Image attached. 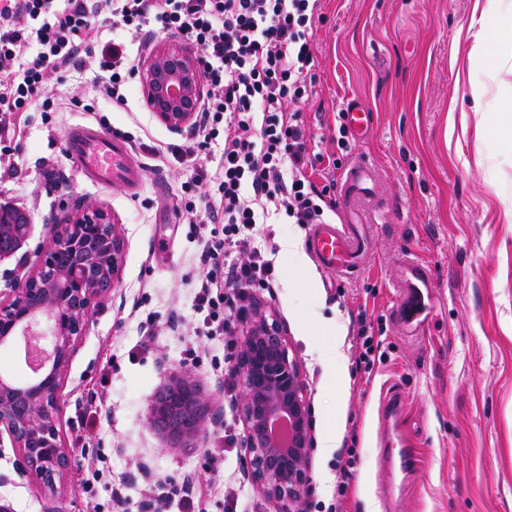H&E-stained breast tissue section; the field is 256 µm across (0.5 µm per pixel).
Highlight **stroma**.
<instances>
[{
	"instance_id": "stroma-1",
	"label": "stroma",
	"mask_w": 512,
	"mask_h": 512,
	"mask_svg": "<svg viewBox=\"0 0 512 512\" xmlns=\"http://www.w3.org/2000/svg\"><path fill=\"white\" fill-rule=\"evenodd\" d=\"M485 0H320L313 29L314 94L301 107L311 153L350 166L365 157L380 183L386 223L366 228L369 258L344 277L308 260L289 268L281 242L306 241L297 224L259 225L255 243L271 259L273 291L254 290L252 307L276 321L302 366L314 437L328 428L354 448L347 512H512V142L474 111L469 76ZM121 109L21 115L16 150L0 154V205L26 209L31 245L46 240L64 205H101L123 238L120 279L80 336L61 390L60 436L72 450L59 512H157L155 477L203 490L206 512H229L233 499L252 512H275L242 473V389L224 358V334L204 335L196 295L208 266L200 237L175 219L172 203L194 175L191 163L152 149L181 144L148 107L140 81ZM355 101L372 114L363 141L337 145L340 114ZM131 135L141 168L135 192L86 181L64 150L74 125ZM431 267L433 298L418 322L398 311L406 260ZM382 327L383 356L356 371L357 317ZM340 326L345 363L334 370L311 354L308 321ZM186 370L218 398L234 444L215 461L223 423L208 425L189 448L166 447L149 424L166 372ZM403 395L406 423L418 437L417 469L391 510L378 471L379 408L386 392ZM12 451L0 456V499L14 512H42L39 485L10 482ZM338 451L314 448L308 512L336 501ZM147 465L142 476L138 465Z\"/></svg>"
}]
</instances>
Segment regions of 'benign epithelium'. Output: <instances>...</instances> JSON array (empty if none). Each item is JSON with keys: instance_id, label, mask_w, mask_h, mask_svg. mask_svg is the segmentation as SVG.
<instances>
[{"instance_id": "1", "label": "benign epithelium", "mask_w": 512, "mask_h": 512, "mask_svg": "<svg viewBox=\"0 0 512 512\" xmlns=\"http://www.w3.org/2000/svg\"><path fill=\"white\" fill-rule=\"evenodd\" d=\"M142 88L159 122L181 134L195 128L203 95L197 55L188 44L166 42L145 61ZM30 224H0V262L20 255L33 274L18 285L0 276V345L18 346L30 372L17 383L0 374V453H14L12 482L40 484L57 492L69 469L71 451L60 437V390L99 300L112 291L121 271L123 240L109 214L80 201L64 222L51 227L47 242L26 249ZM235 371L241 375L245 478L253 489L280 505L277 512H305L311 491L313 421L299 361L289 356L281 331L254 314L238 338ZM180 410V421L159 428L171 448H184L223 407L188 371L170 372L154 396L150 424Z\"/></svg>"}]
</instances>
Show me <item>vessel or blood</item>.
<instances>
[{"label": "vessel or blood", "instance_id": "1", "mask_svg": "<svg viewBox=\"0 0 512 512\" xmlns=\"http://www.w3.org/2000/svg\"><path fill=\"white\" fill-rule=\"evenodd\" d=\"M342 117L355 139L367 137L372 127L371 115L357 102L348 103ZM64 145L68 155L90 182L102 186H119L130 191L137 188L140 170L131 161L129 147L124 139L90 126H75L65 133ZM371 178L372 171L366 161L353 165L343 183V203L337 220L311 226L308 245L321 267L349 276L364 266L367 259L365 222L356 204L368 197L367 182ZM432 285L433 275L429 266L418 261L408 262L399 282V309L405 320H413L422 310L426 290ZM403 414L401 399L390 396L383 408L387 440L379 464L405 472L412 467L414 459L413 436L400 427Z\"/></svg>", "mask_w": 512, "mask_h": 512}]
</instances>
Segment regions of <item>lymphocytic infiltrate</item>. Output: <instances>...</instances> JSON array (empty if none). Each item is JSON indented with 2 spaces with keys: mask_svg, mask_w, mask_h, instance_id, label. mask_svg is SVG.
<instances>
[{
  "mask_svg": "<svg viewBox=\"0 0 512 512\" xmlns=\"http://www.w3.org/2000/svg\"><path fill=\"white\" fill-rule=\"evenodd\" d=\"M55 2L0 0V112L56 111L51 75L86 62L100 73L99 98L126 105L135 58L121 39L99 41V29L148 28L195 47L206 91L194 138L169 147L195 169L174 213L211 227L197 308L205 327L230 331L249 291L275 286L271 260L252 244L256 225L274 216L319 224L336 209L330 185L311 178L322 157L309 154L295 108L312 93L308 36L319 0H63L60 10ZM31 43L36 52L22 56ZM219 138L224 152L212 171Z\"/></svg>",
  "mask_w": 512,
  "mask_h": 512,
  "instance_id": "obj_1",
  "label": "lymphocytic infiltrate"
}]
</instances>
